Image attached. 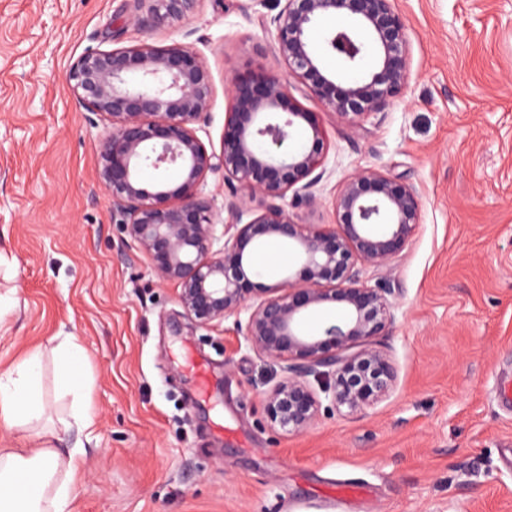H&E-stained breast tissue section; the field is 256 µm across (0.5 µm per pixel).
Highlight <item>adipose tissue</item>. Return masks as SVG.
Listing matches in <instances>:
<instances>
[{"instance_id": "ef3b65f1", "label": "adipose tissue", "mask_w": 512, "mask_h": 512, "mask_svg": "<svg viewBox=\"0 0 512 512\" xmlns=\"http://www.w3.org/2000/svg\"><path fill=\"white\" fill-rule=\"evenodd\" d=\"M55 354L59 381L72 397L70 418L64 426L88 428L93 414L78 377L85 351L68 336ZM40 371L41 356L34 352L0 373V426H32L48 413L40 392ZM75 464V459H62L49 439L41 441L38 450L30 454L19 448H0V512H68Z\"/></svg>"}]
</instances>
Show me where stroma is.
Returning <instances> with one entry per match:
<instances>
[{
	"label": "stroma",
	"mask_w": 512,
	"mask_h": 512,
	"mask_svg": "<svg viewBox=\"0 0 512 512\" xmlns=\"http://www.w3.org/2000/svg\"><path fill=\"white\" fill-rule=\"evenodd\" d=\"M276 0H199L179 21L138 26L135 0H0V372L42 351L50 418H67L52 353L85 350L92 438L76 453L70 512H512V0H394L411 79L353 129L301 84L328 152L302 224L336 221L343 179L377 170L412 185L421 222L366 284L394 321L373 341L397 370L356 413L323 404L303 434L270 425L282 364L253 351L236 317L200 327L112 221L98 175L107 127L73 95L89 50L189 46L213 104L196 126L219 150L225 80L280 73L267 21ZM370 496L336 504L338 485Z\"/></svg>",
	"instance_id": "35a3bbf8"
}]
</instances>
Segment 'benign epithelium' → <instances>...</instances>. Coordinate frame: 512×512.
I'll return each instance as SVG.
<instances>
[{"label": "benign epithelium", "instance_id": "obj_1", "mask_svg": "<svg viewBox=\"0 0 512 512\" xmlns=\"http://www.w3.org/2000/svg\"><path fill=\"white\" fill-rule=\"evenodd\" d=\"M151 18L177 20L198 0H149ZM269 25L284 72H246L229 81L220 152L208 150L195 124L212 106V81L203 59L182 43H141L89 50L70 67L71 90L83 107L107 126L98 147L99 171L112 198V216L164 283L178 287L185 313L210 326L245 310L241 332L258 354L287 363V375L270 392V423L303 433L317 422L318 393L307 377L322 380L333 406L354 413L385 397L397 371L376 350L373 338L394 320V303L368 287L366 266L384 267L412 240L420 224L415 189L380 171L346 176L336 195V223L300 224L291 204L314 202L323 176L326 137L315 112L290 92L296 80L323 106L352 127L383 110L407 88L410 62L407 26L394 0H278ZM341 17L359 29L329 26L326 43L349 69L358 67L367 42L376 66L344 81L322 66L312 46L320 24ZM369 41H364L359 31ZM305 132L297 146L293 135ZM174 166L179 183L160 180L147 188L144 167ZM221 168L232 187L224 245L214 249L215 222L209 198L198 191L207 173ZM266 199L260 211L251 201ZM276 239L298 264L284 281L260 288L251 276L252 256ZM327 303L343 320L317 334L303 319Z\"/></svg>", "mask_w": 512, "mask_h": 512}]
</instances>
